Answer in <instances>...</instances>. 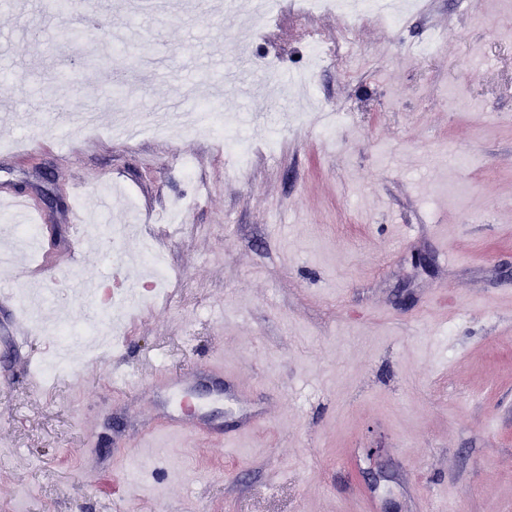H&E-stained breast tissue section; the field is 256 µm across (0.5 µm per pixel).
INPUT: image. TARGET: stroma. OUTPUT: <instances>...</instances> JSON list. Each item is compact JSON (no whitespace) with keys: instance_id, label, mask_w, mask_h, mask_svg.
I'll return each mask as SVG.
<instances>
[{"instance_id":"stroma-1","label":"stroma","mask_w":512,"mask_h":512,"mask_svg":"<svg viewBox=\"0 0 512 512\" xmlns=\"http://www.w3.org/2000/svg\"><path fill=\"white\" fill-rule=\"evenodd\" d=\"M293 2L241 32L224 0L134 20L95 0L94 70L63 39L71 17L43 0L0 10V107L24 116L0 125L18 144L0 151V192L35 201V250L58 265L45 278L24 257L28 277L0 275V512H512V10L417 0L392 29ZM313 37L326 63L300 105L282 90ZM225 66L260 88L254 105L220 97L251 146L244 169L188 124L113 140V113L193 111ZM117 73L122 100L105 95ZM52 191L66 211L41 202ZM72 207L129 226L123 254L151 241L170 284L47 382L49 328L86 315L72 275L103 288L101 311L141 275L102 243L71 272ZM18 317L37 343L25 354L3 337ZM217 364L225 391L200 404L214 427L170 435L163 374ZM147 432L164 448L127 478ZM376 446L389 476L371 490Z\"/></svg>"}]
</instances>
